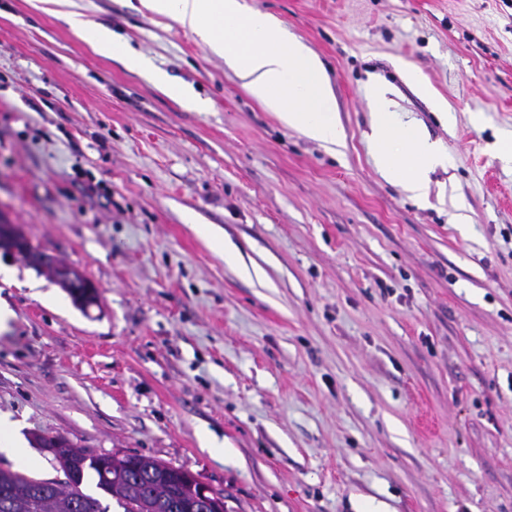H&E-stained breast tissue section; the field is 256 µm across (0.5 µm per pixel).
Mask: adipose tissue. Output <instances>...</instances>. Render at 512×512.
<instances>
[{"mask_svg": "<svg viewBox=\"0 0 512 512\" xmlns=\"http://www.w3.org/2000/svg\"><path fill=\"white\" fill-rule=\"evenodd\" d=\"M153 13L174 19L212 51L229 60L248 93L288 128L328 146L343 129L332 110L322 62L267 14L245 10L241 0H141ZM372 140L379 171L414 196L427 189V175L445 154L416 125L402 123L388 90L372 85Z\"/></svg>", "mask_w": 512, "mask_h": 512, "instance_id": "adipose-tissue-1", "label": "adipose tissue"}]
</instances>
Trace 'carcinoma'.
<instances>
[{"label":"carcinoma","instance_id":"obj_1","mask_svg":"<svg viewBox=\"0 0 512 512\" xmlns=\"http://www.w3.org/2000/svg\"><path fill=\"white\" fill-rule=\"evenodd\" d=\"M36 440L59 443L52 456L65 480L0 467V512H112V499L123 512H192L193 493L177 467L138 453L114 463L110 455L72 449L62 436ZM89 485L96 493L86 492Z\"/></svg>","mask_w":512,"mask_h":512}]
</instances>
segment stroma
<instances>
[{"label": "stroma", "mask_w": 512, "mask_h": 512, "mask_svg": "<svg viewBox=\"0 0 512 512\" xmlns=\"http://www.w3.org/2000/svg\"><path fill=\"white\" fill-rule=\"evenodd\" d=\"M138 2L69 9L142 71L54 0H0V220L98 291L80 308L0 254L29 475L63 479L34 443L61 435L187 470L224 512H512V0H243L322 60L333 152ZM376 81L448 157L427 198L375 166ZM63 14L64 19L72 28L85 31L90 35L92 47L98 55L109 58H122L128 68H139L142 65L140 57L130 50L128 44L120 38L113 36L112 29L99 26L88 30L84 22L79 18V14L75 12H65Z\"/></svg>", "instance_id": "stroma-1"}]
</instances>
